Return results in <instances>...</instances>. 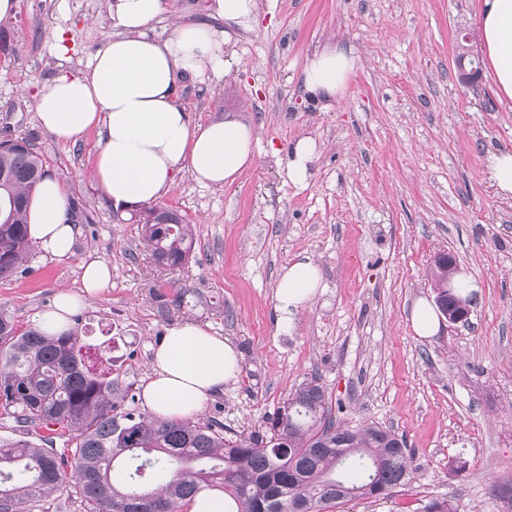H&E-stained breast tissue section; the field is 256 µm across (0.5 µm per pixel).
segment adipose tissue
<instances>
[{
  "label": "adipose tissue",
  "instance_id": "adipose-tissue-1",
  "mask_svg": "<svg viewBox=\"0 0 512 512\" xmlns=\"http://www.w3.org/2000/svg\"><path fill=\"white\" fill-rule=\"evenodd\" d=\"M108 10L103 48L82 71L62 65L37 92L40 126L68 143L97 129L93 180L117 209L158 202L181 171L205 186L233 184L255 162L252 127L232 115L192 121L180 102L179 80L223 79L231 30H254L257 0H209L202 18L175 24L163 38L154 24L168 13V0H109ZM477 27L486 72L498 96L512 100V0H483ZM357 64L353 48L339 43L315 52L302 71L305 92L318 101L342 96ZM67 211L65 184L45 177L31 196L29 236L60 259L73 253L75 228ZM321 286L312 259L283 265L275 290L283 323L311 304ZM152 365L142 405L161 421L198 415L239 373L232 344L191 321L168 330Z\"/></svg>",
  "mask_w": 512,
  "mask_h": 512
}]
</instances>
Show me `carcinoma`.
Returning <instances> with one entry per match:
<instances>
[{"label":"carcinoma","mask_w":512,"mask_h":512,"mask_svg":"<svg viewBox=\"0 0 512 512\" xmlns=\"http://www.w3.org/2000/svg\"><path fill=\"white\" fill-rule=\"evenodd\" d=\"M46 160L24 140L0 141V279L32 257L26 207ZM139 234L154 261L177 272L193 230L173 209L144 208ZM77 330H22L0 309V416L23 439L0 436V512L70 486L84 512H179L219 487L238 512H327L385 498L405 484L406 443L379 424L342 426L327 417L319 379L301 384L269 431L247 437L192 420L159 421L135 407L112 376V358L85 359Z\"/></svg>","instance_id":"1"}]
</instances>
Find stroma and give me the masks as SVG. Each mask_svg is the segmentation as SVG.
I'll return each mask as SVG.
<instances>
[{
	"instance_id": "stroma-1",
	"label": "stroma",
	"mask_w": 512,
	"mask_h": 512,
	"mask_svg": "<svg viewBox=\"0 0 512 512\" xmlns=\"http://www.w3.org/2000/svg\"><path fill=\"white\" fill-rule=\"evenodd\" d=\"M481 3L261 0L256 30L226 47L224 79L180 87L193 120L230 112L249 122L257 159L220 189L176 175L160 204L186 216L195 239L173 274L141 243L137 211H114L96 188L97 132L64 144L37 120L34 94L59 67L57 38L70 46V67H83L109 31L107 0H20L0 21L14 49L0 55V140L34 144L89 220L70 258L39 249L27 269L0 279V308L33 328L57 292H80L81 260L100 259L111 282L83 298L78 330L91 348L111 347L132 393L152 374L153 347L192 320L227 338L240 365L199 421L242 436L265 430L316 376L337 420L406 439L411 482L340 512H423L448 498L459 512H512L491 493L512 483V198L495 192L485 168L489 153L512 151V101L486 75L463 83L454 61L456 35L476 32ZM336 43L353 46L359 63L341 98L318 102L302 70ZM303 137L319 153L297 186L288 149ZM442 252L480 290L468 323L420 337L410 311L435 300L430 269ZM305 256L324 288L286 325L278 272Z\"/></svg>"
}]
</instances>
